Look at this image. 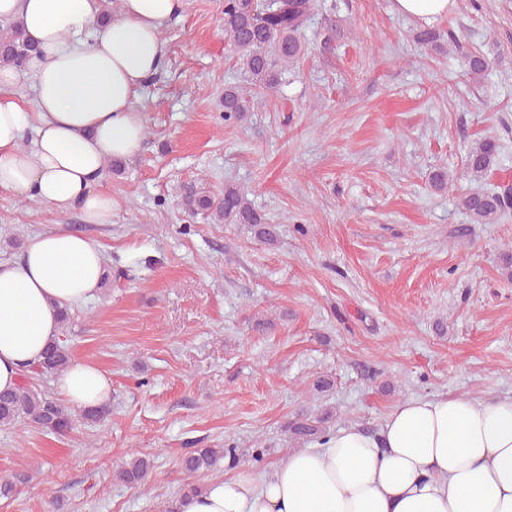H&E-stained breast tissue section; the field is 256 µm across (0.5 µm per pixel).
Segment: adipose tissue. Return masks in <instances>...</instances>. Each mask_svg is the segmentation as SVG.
I'll list each match as a JSON object with an SVG mask.
<instances>
[{"instance_id": "1", "label": "adipose tissue", "mask_w": 512, "mask_h": 512, "mask_svg": "<svg viewBox=\"0 0 512 512\" xmlns=\"http://www.w3.org/2000/svg\"><path fill=\"white\" fill-rule=\"evenodd\" d=\"M185 0H0L36 51L0 68V189L88 224L112 221L101 183L109 160L137 154L138 93L162 65L163 25ZM32 76L24 101L8 89ZM101 244L61 226L0 263V391L16 389L59 332V311L95 297ZM83 408L112 400V381L76 360L54 382ZM177 512H512V400L442 395L398 405L379 434L351 426L260 471L208 483Z\"/></svg>"}]
</instances>
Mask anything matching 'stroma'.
<instances>
[{
  "instance_id": "obj_1",
  "label": "stroma",
  "mask_w": 512,
  "mask_h": 512,
  "mask_svg": "<svg viewBox=\"0 0 512 512\" xmlns=\"http://www.w3.org/2000/svg\"><path fill=\"white\" fill-rule=\"evenodd\" d=\"M305 57L276 92L225 120L224 89L247 87L224 40V0H186L140 92L141 150L108 171V224L83 223L0 191V261L65 224L97 240L112 284L72 307L71 359L103 368L112 413L60 436L0 427V512H162L196 448L233 447L206 480L294 451L286 423L331 409V430L380 429L402 401L512 398V213L475 224L459 199L512 186V0H456L436 27L485 55L465 76L454 48L425 49L393 0H326ZM496 137L494 171H464ZM447 170L452 188L430 177ZM245 190L277 235L260 241L183 202L187 189ZM332 387L318 392L317 380ZM149 457L147 480L115 477Z\"/></svg>"
}]
</instances>
